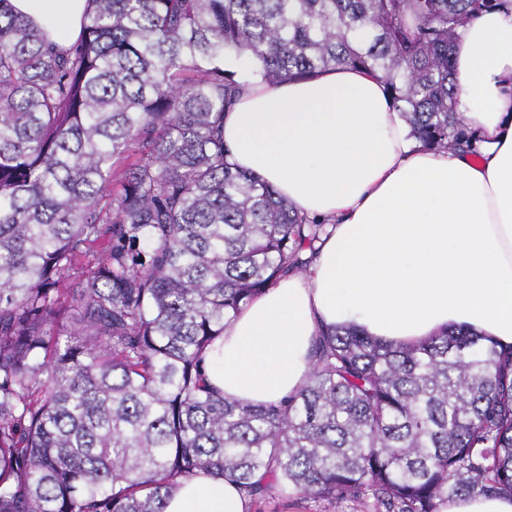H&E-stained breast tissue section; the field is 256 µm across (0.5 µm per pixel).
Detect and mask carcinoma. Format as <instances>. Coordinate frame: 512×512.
Returning a JSON list of instances; mask_svg holds the SVG:
<instances>
[{
  "instance_id": "obj_1",
  "label": "carcinoma",
  "mask_w": 512,
  "mask_h": 512,
  "mask_svg": "<svg viewBox=\"0 0 512 512\" xmlns=\"http://www.w3.org/2000/svg\"><path fill=\"white\" fill-rule=\"evenodd\" d=\"M92 4L60 51L0 0V512H164L198 471L319 512L512 495V347L473 331L328 328L279 406L202 370L224 321L327 234L228 161L224 54L269 84L365 70L423 146L468 148L453 48L512 0Z\"/></svg>"
}]
</instances>
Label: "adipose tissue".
Masks as SVG:
<instances>
[{
  "mask_svg": "<svg viewBox=\"0 0 512 512\" xmlns=\"http://www.w3.org/2000/svg\"><path fill=\"white\" fill-rule=\"evenodd\" d=\"M11 3L65 48L89 0ZM454 57L472 155L424 148L360 69L244 82L224 115L231 161L330 234L308 275L281 279L206 351L207 380L224 396L269 404L294 393L325 326L396 345L468 328L512 345V11L472 20ZM249 510L236 484L210 473L182 481L165 508Z\"/></svg>",
  "mask_w": 512,
  "mask_h": 512,
  "instance_id": "1",
  "label": "adipose tissue"
}]
</instances>
